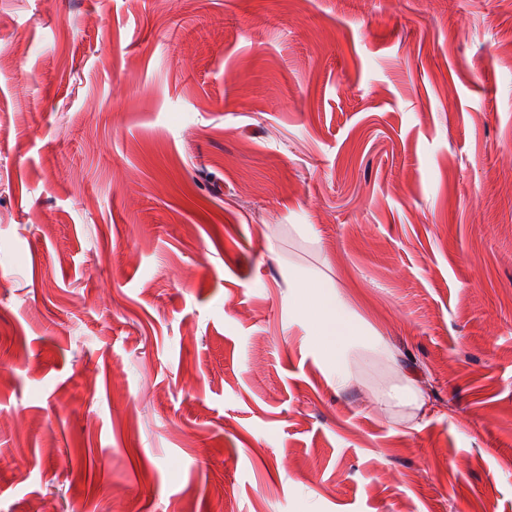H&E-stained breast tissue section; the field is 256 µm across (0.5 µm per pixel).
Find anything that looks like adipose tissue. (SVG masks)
I'll return each instance as SVG.
<instances>
[{"mask_svg":"<svg viewBox=\"0 0 512 512\" xmlns=\"http://www.w3.org/2000/svg\"><path fill=\"white\" fill-rule=\"evenodd\" d=\"M291 286V315L311 323L310 345L325 377L336 387H344L353 378L362 356L379 357L393 367L398 377L397 383L383 392V407L405 414L407 420H415L428 405L416 372L403 366L398 354L351 312L320 277L295 273Z\"/></svg>","mask_w":512,"mask_h":512,"instance_id":"1","label":"adipose tissue"}]
</instances>
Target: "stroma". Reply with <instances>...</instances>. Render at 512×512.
Returning <instances> with one entry per match:
<instances>
[{
	"label": "stroma",
	"instance_id": "35a3bbf8",
	"mask_svg": "<svg viewBox=\"0 0 512 512\" xmlns=\"http://www.w3.org/2000/svg\"><path fill=\"white\" fill-rule=\"evenodd\" d=\"M46 498L512 512V0H0V512ZM290 278L291 316L312 324L310 345L325 377L336 389H342L353 378L362 356L379 357L394 368L398 377V382L383 392L381 404L405 414L408 421H416L418 412L428 407L427 394L416 372L401 364L399 355L347 308L332 285L306 273H291Z\"/></svg>",
	"mask_w": 512,
	"mask_h": 512
}]
</instances>
